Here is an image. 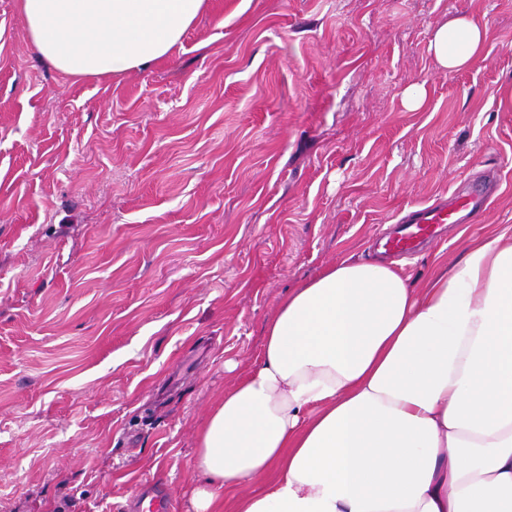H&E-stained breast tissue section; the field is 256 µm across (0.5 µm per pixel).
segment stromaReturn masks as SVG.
Returning a JSON list of instances; mask_svg holds the SVG:
<instances>
[{
	"label": "stroma",
	"instance_id": "35a3bbf8",
	"mask_svg": "<svg viewBox=\"0 0 512 512\" xmlns=\"http://www.w3.org/2000/svg\"><path fill=\"white\" fill-rule=\"evenodd\" d=\"M461 13L490 39L448 76L429 43ZM510 90L512 0H210L114 81L47 66L0 0V512H190L198 434L288 291L486 171L438 248L512 227ZM435 249L400 258L414 283Z\"/></svg>",
	"mask_w": 512,
	"mask_h": 512
}]
</instances>
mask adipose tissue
Instances as JSON below:
<instances>
[{
  "label": "adipose tissue",
  "mask_w": 512,
  "mask_h": 512,
  "mask_svg": "<svg viewBox=\"0 0 512 512\" xmlns=\"http://www.w3.org/2000/svg\"><path fill=\"white\" fill-rule=\"evenodd\" d=\"M207 0H21L33 51L77 81L169 58ZM440 25L445 74L485 52ZM415 287L347 257L291 290L255 367L198 435L193 512H512V242L488 234Z\"/></svg>",
  "instance_id": "obj_1"
}]
</instances>
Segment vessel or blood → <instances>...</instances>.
Wrapping results in <instances>:
<instances>
[{"label":"vessel or blood","mask_w":512,"mask_h":512,"mask_svg":"<svg viewBox=\"0 0 512 512\" xmlns=\"http://www.w3.org/2000/svg\"><path fill=\"white\" fill-rule=\"evenodd\" d=\"M486 201V188L474 183L457 193L454 204L417 206L401 218L393 234L386 240L385 247L401 254L414 251L423 242L437 240L442 225L456 224L467 215L478 214Z\"/></svg>","instance_id":"1"}]
</instances>
